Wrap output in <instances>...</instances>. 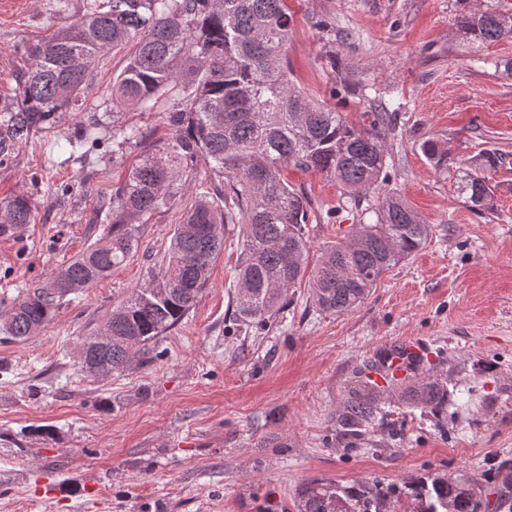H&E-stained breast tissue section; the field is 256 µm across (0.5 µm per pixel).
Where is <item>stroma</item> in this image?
<instances>
[{
	"instance_id": "1",
	"label": "stroma",
	"mask_w": 512,
	"mask_h": 512,
	"mask_svg": "<svg viewBox=\"0 0 512 512\" xmlns=\"http://www.w3.org/2000/svg\"><path fill=\"white\" fill-rule=\"evenodd\" d=\"M91 0H18L0 12V107L15 103L22 65L16 46L75 22ZM294 19L288 60L309 95L359 123L370 102L396 109L389 142L390 188L432 233L384 274L348 314L317 311L307 285L265 329L235 324L229 312L242 249L236 224L207 287L180 323L123 371L87 376L77 364L85 337L162 263L182 208L212 186L204 164L183 177L175 204L142 225L140 251L107 278L67 297L54 321L21 342L0 340V512H299V487L401 483L428 472L464 478L490 503L512 480V173L489 169L495 211H472L451 175L421 150L429 139L455 167L483 153L512 157V39L462 40L458 0H287ZM331 23L335 37L319 29ZM343 62L332 73L329 55ZM126 51L110 55L88 93L104 121L168 136L159 113L111 111L114 78ZM360 92L345 93L341 80ZM83 112L55 113L0 166V201L28 196L30 224L0 238V320L34 281L100 239L106 205L137 163L113 159L111 142L92 155L68 143ZM291 188L316 212L311 255L347 236L359 210L340 206L335 183L289 168ZM71 185L68 195L58 187ZM406 341L448 359V429L420 410L386 404L387 427L363 448L332 441L330 418L357 373L389 344Z\"/></svg>"
}]
</instances>
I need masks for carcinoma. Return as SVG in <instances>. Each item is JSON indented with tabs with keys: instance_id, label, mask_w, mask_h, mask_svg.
<instances>
[{
	"instance_id": "cac0c4a2",
	"label": "carcinoma",
	"mask_w": 512,
	"mask_h": 512,
	"mask_svg": "<svg viewBox=\"0 0 512 512\" xmlns=\"http://www.w3.org/2000/svg\"><path fill=\"white\" fill-rule=\"evenodd\" d=\"M291 16L284 0H102L75 23L17 48L25 66L17 75L19 100L0 109V165L16 146L56 112H86L84 89L105 55L131 47L112 85V109L158 112L170 137L152 140L136 125L112 126V155L140 148L143 157L108 202L102 238L69 264L35 285L0 322V333L23 341L53 321L63 300L107 277L141 247L142 220L174 204L176 184L204 162L224 181L196 198L175 225L160 268L150 281L112 309L104 332L83 341L81 353L108 371L126 368L135 356L177 325L206 288L212 264L224 250L225 227L238 224L244 250L236 268L232 319L265 325L289 305L301 283L310 251L305 224L314 214L303 192L289 188L288 165L336 182L346 202L388 181L387 138L395 130L385 103L369 105L367 124L356 127L340 112L314 99L289 78L286 55ZM460 35L475 43L512 38V9H461ZM104 123L91 116L78 145L92 149L91 130ZM427 159L448 172L442 142L425 141ZM484 154L455 170L459 194L474 210L494 207ZM29 198L0 204V237L31 221ZM362 214L345 239L322 247L312 274L311 295L323 312L359 309L382 274L412 255L432 227L396 190L389 189ZM411 358V376L398 379L376 362L360 371L332 416L336 443L357 448L383 419L386 389L380 374L409 407L428 412L436 426L448 424V373ZM300 512H484L483 497L465 482L427 475L399 485L381 479L339 485L304 483Z\"/></svg>"
}]
</instances>
